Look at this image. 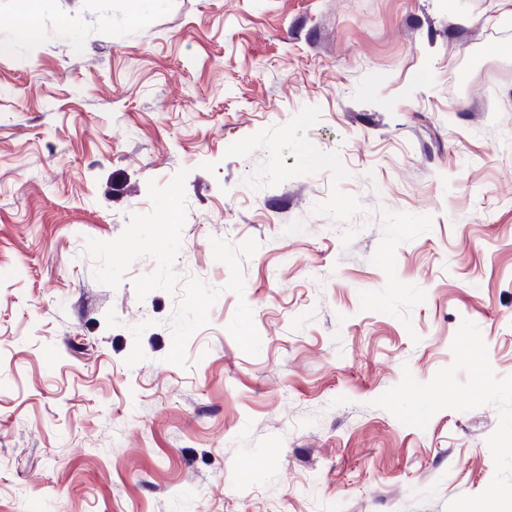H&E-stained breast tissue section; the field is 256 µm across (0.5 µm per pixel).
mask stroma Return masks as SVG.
<instances>
[{
	"label": "stroma",
	"instance_id": "stroma-1",
	"mask_svg": "<svg viewBox=\"0 0 512 512\" xmlns=\"http://www.w3.org/2000/svg\"><path fill=\"white\" fill-rule=\"evenodd\" d=\"M0 0V512H512V0ZM34 3V0L27 1V6L18 15L16 24L18 35L27 40H34L38 35Z\"/></svg>",
	"mask_w": 512,
	"mask_h": 512
}]
</instances>
